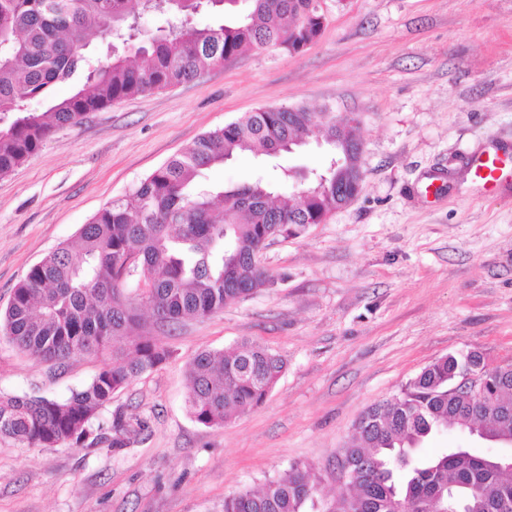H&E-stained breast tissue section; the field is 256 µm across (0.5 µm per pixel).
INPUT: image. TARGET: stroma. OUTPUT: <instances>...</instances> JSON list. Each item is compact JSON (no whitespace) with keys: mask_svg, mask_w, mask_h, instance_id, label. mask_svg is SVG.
<instances>
[{"mask_svg":"<svg viewBox=\"0 0 512 512\" xmlns=\"http://www.w3.org/2000/svg\"><path fill=\"white\" fill-rule=\"evenodd\" d=\"M320 2L323 31L302 52L248 48L123 99L0 177L1 311L45 254L201 134L263 105L360 118V195L277 237L261 256L276 281L248 298L177 325L142 311L169 356L99 414L125 447L0 437V512H223L294 463L312 468L320 508L343 488L336 458L369 406L451 353L512 359V187L487 198L467 165L512 153V0ZM245 340L281 355L284 373L258 408L199 424L189 362ZM111 361L54 370L0 340V394L65 398Z\"/></svg>","mask_w":512,"mask_h":512,"instance_id":"1","label":"stroma"}]
</instances>
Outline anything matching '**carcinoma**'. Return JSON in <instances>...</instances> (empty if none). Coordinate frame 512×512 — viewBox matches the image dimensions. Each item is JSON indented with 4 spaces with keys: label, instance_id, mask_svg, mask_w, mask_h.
Masks as SVG:
<instances>
[{
    "label": "carcinoma",
    "instance_id": "carcinoma-1",
    "mask_svg": "<svg viewBox=\"0 0 512 512\" xmlns=\"http://www.w3.org/2000/svg\"><path fill=\"white\" fill-rule=\"evenodd\" d=\"M163 0H0V175L11 172L57 131L122 98L190 82L245 47L298 53L321 33L316 0H253L242 18L201 27L192 14L221 11L219 0H193L162 33L139 36L137 12L167 11ZM93 27L112 33V59L93 65L84 54ZM73 82L69 96L53 87ZM36 100L40 110L25 102ZM321 138L336 157V115L325 106H261L201 135L184 152L144 177L123 199L109 202L79 229L80 252L67 245L48 253L13 289L0 315V335L46 363L112 347V364L65 399L0 394V436L27 447L78 443L120 389L167 357L145 330L137 303L145 300L168 322L210 316L273 281L256 256L262 241L298 234L340 208L336 185L359 168L358 151L326 166L329 190L301 198L276 195L263 176L219 191L200 186L203 169L243 154L278 158L290 140ZM224 205L216 207V200ZM128 253L139 256L125 268ZM140 273L147 296L126 293ZM463 354L441 357L410 379L392 400L360 417L343 449L344 487L325 512H512V476L498 457L469 448L432 456L422 444L448 421L469 434L512 437V370L495 368L482 397L454 389ZM283 359L249 341L228 352L202 351L190 363L187 403L206 427H222L263 404L279 380ZM317 480L294 464L258 491L224 499V512H304Z\"/></svg>",
    "mask_w": 512,
    "mask_h": 512
}]
</instances>
